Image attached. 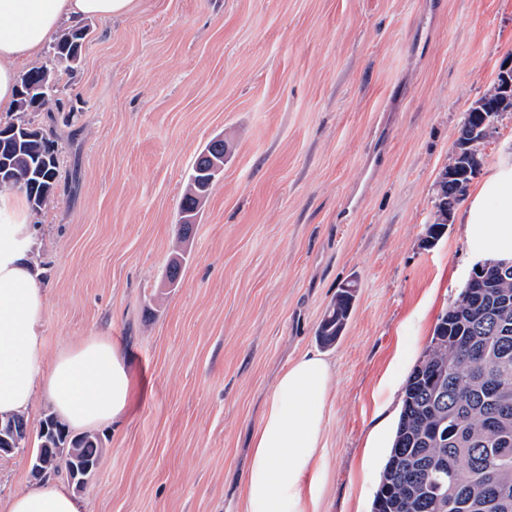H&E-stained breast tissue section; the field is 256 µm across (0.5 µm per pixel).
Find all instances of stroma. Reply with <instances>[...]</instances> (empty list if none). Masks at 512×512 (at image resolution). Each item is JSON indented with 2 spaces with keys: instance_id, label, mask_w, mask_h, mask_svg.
<instances>
[{
  "instance_id": "stroma-1",
  "label": "stroma",
  "mask_w": 512,
  "mask_h": 512,
  "mask_svg": "<svg viewBox=\"0 0 512 512\" xmlns=\"http://www.w3.org/2000/svg\"><path fill=\"white\" fill-rule=\"evenodd\" d=\"M86 27L73 72L38 60L60 111L26 115L59 160L29 218L48 351L112 337L135 382L127 418L96 431L86 512H242L266 397L307 351L334 365L316 512H371L406 383L481 258L464 215L512 160L504 112L423 246L466 114L512 61V0H139ZM218 135L232 152L180 240L187 175ZM35 485L29 452L0 456V499ZM356 289L340 288L333 303L326 310L318 328L320 341L325 345L334 344L342 335L355 301Z\"/></svg>"
}]
</instances>
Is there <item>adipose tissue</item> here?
<instances>
[{
    "label": "adipose tissue",
    "instance_id": "ef3b65f1",
    "mask_svg": "<svg viewBox=\"0 0 512 512\" xmlns=\"http://www.w3.org/2000/svg\"><path fill=\"white\" fill-rule=\"evenodd\" d=\"M137 0H0V112L16 106L18 72L39 57L65 27L89 18L112 19ZM0 414H23L45 396L58 420L76 430L117 425L134 398L126 359L108 336H90L48 354L47 309L39 272L26 244L31 239L19 194L0 193ZM467 233L483 252L512 258V162L482 187L469 208ZM333 366L307 352L280 373L252 439L242 483L245 512H309L315 499L312 465L324 446ZM0 512H85L64 484L39 487L0 501Z\"/></svg>",
    "mask_w": 512,
    "mask_h": 512
}]
</instances>
